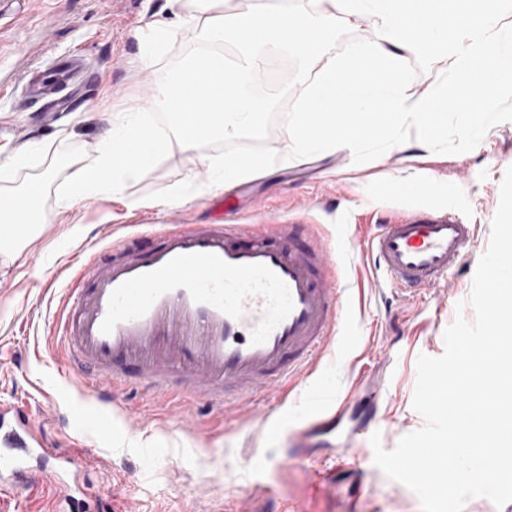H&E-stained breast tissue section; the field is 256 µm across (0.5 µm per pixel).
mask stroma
<instances>
[{
    "mask_svg": "<svg viewBox=\"0 0 512 512\" xmlns=\"http://www.w3.org/2000/svg\"><path fill=\"white\" fill-rule=\"evenodd\" d=\"M165 18L176 24L165 52L144 60L140 29ZM366 24L337 20L323 48L309 58L281 54L285 70L273 85L254 84L270 102L274 128L225 140L218 151L257 154L266 162L248 186L208 189L206 169L176 153L127 184L119 201H84L76 212L57 207L72 165L112 131L113 113L139 105L143 91L166 83L199 45L178 0H0V150L25 142L36 149L16 174L17 185L43 178L41 205L48 220L22 251L0 249V402H24L34 424L61 448L87 453L85 495L92 512H200L204 503L274 497L292 512H422L417 495L374 464L369 433L351 439L311 434L315 411L347 399L352 386L376 391L373 428L385 449L422 428L412 402L419 355L444 352V332L472 288L491 238L500 185L512 166V94L479 121L456 111L448 133L418 149L416 126L405 127L404 152L375 145L313 159L296 154L285 119L330 57L370 37ZM81 53L88 80L62 86L49 98L27 92L31 73L50 75L56 63ZM410 95L452 79L449 60L415 57L404 62ZM425 183L407 191L413 175ZM432 208H449L476 225L477 237L449 274V287L428 303L391 301L371 288L366 251L375 225ZM303 224L324 242L343 290L336 334L322 358L293 385L285 401L262 399L240 415L220 418L219 406L197 398L173 423L170 409L146 392L123 408L90 402L82 387L61 376L49 334L62 295L53 279L79 267L101 247L105 233L121 237L162 224ZM152 423H142L144 413ZM309 458H286L299 434ZM327 474L317 484L314 469Z\"/></svg>",
    "mask_w": 512,
    "mask_h": 512,
    "instance_id": "stroma-1",
    "label": "stroma"
}]
</instances>
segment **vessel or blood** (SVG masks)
<instances>
[{"mask_svg": "<svg viewBox=\"0 0 512 512\" xmlns=\"http://www.w3.org/2000/svg\"><path fill=\"white\" fill-rule=\"evenodd\" d=\"M476 236L429 209L377 225L367 250L393 297L425 301ZM315 236L286 224H168L150 240L123 236L69 277L52 336L65 367L113 407L146 389L180 405L203 396L241 411L284 398L336 332L342 290ZM79 453L49 446L29 413L0 404V487L34 492Z\"/></svg>", "mask_w": 512, "mask_h": 512, "instance_id": "obj_1", "label": "vessel or blood"}]
</instances>
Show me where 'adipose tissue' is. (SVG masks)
Returning <instances> with one entry per match:
<instances>
[{
	"label": "adipose tissue",
	"mask_w": 512,
	"mask_h": 512,
	"mask_svg": "<svg viewBox=\"0 0 512 512\" xmlns=\"http://www.w3.org/2000/svg\"><path fill=\"white\" fill-rule=\"evenodd\" d=\"M329 11L308 14L276 10L237 13L225 0H185L188 18L203 49L174 73L157 98L169 117L168 127L153 124L145 106L113 118L110 137L71 172L64 209L82 201L120 198L127 181L156 166L168 153L197 160L201 141L254 131L269 103L251 90L255 67L290 48L313 55L337 19L369 24L374 37L354 44L341 58L328 59L292 113L287 127L293 150L325 155L337 137L351 143L374 141L403 151L404 127L423 132L422 144L441 140L448 126V106L465 112L487 111L503 91H512V0H328ZM234 42L240 49L228 59L219 47ZM415 56L447 58L450 84L414 97L408 94L403 62ZM206 92L210 110L199 124L179 117L188 99ZM26 146L0 159V240L27 246L37 223L46 218L39 207L41 190L30 184L19 191L12 182L22 166ZM212 187L229 188L265 166L262 157L224 154L208 160Z\"/></svg>",
	"instance_id": "1"
}]
</instances>
